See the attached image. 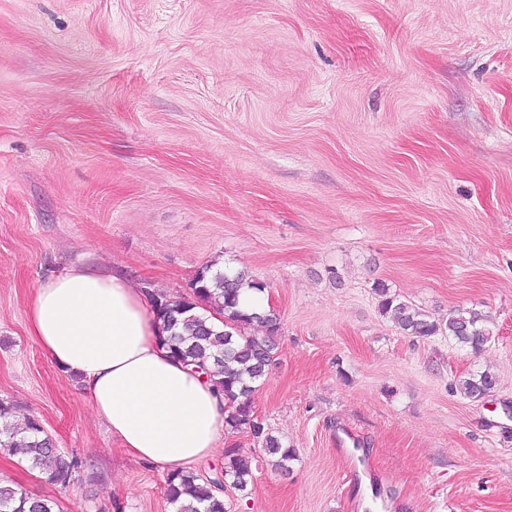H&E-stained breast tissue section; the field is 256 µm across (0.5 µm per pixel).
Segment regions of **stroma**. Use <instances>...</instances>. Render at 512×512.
Listing matches in <instances>:
<instances>
[{
  "mask_svg": "<svg viewBox=\"0 0 512 512\" xmlns=\"http://www.w3.org/2000/svg\"><path fill=\"white\" fill-rule=\"evenodd\" d=\"M212 263L267 285L253 406L296 451L219 441L198 473L252 460L228 512H512V0H0V401L81 464L63 487L0 451V482L172 512L27 314L72 266L179 297ZM379 282L494 342L403 335ZM497 385L496 376L488 370L470 373L458 381L457 390L469 399H481ZM262 449L272 465L281 472L289 470L288 463L295 459L293 448L285 446L277 437L268 433L262 439Z\"/></svg>",
  "mask_w": 512,
  "mask_h": 512,
  "instance_id": "stroma-1",
  "label": "stroma"
}]
</instances>
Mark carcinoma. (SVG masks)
<instances>
[{
	"label": "carcinoma",
	"mask_w": 512,
	"mask_h": 512,
	"mask_svg": "<svg viewBox=\"0 0 512 512\" xmlns=\"http://www.w3.org/2000/svg\"><path fill=\"white\" fill-rule=\"evenodd\" d=\"M248 287L257 294L267 285L244 271L218 272L205 266L190 284L189 296L173 300L167 295L146 289L153 303L163 333L161 339L173 357L193 366L214 379L218 392L230 408L228 425L233 431L250 430L262 438L265 456L281 472L289 470L295 451L272 435L263 434L256 421L253 394L264 378L276 354L273 337L280 328V318L273 308L250 312L241 301V290ZM379 297L380 313L390 319L407 336L428 338L448 336L472 353L483 351L494 332L488 316L476 309H455L446 320H435L424 310L415 308L390 294L384 284L374 288ZM262 324L266 333L255 336L247 328ZM497 385L489 370L477 371L458 381L457 390L469 399H481ZM14 407L0 401V450L22 455L31 467L45 475L48 482L66 486L78 469V461L55 448L50 436L39 426L36 417H28L24 426L13 422ZM224 469L200 476L192 471L167 475L165 496L175 512H226L224 499L217 489L219 480L244 491L252 475V460L231 448L225 452ZM0 512H61L50 499L28 494L0 484Z\"/></svg>",
	"instance_id": "cac0c4a2"
}]
</instances>
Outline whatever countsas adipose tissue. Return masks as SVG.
Masks as SVG:
<instances>
[{
    "instance_id": "adipose-tissue-1",
    "label": "adipose tissue",
    "mask_w": 512,
    "mask_h": 512,
    "mask_svg": "<svg viewBox=\"0 0 512 512\" xmlns=\"http://www.w3.org/2000/svg\"><path fill=\"white\" fill-rule=\"evenodd\" d=\"M28 330L58 367L82 378L94 415L138 461L171 473L214 456L227 429L224 397L172 358L142 290L69 269L37 285Z\"/></svg>"
}]
</instances>
